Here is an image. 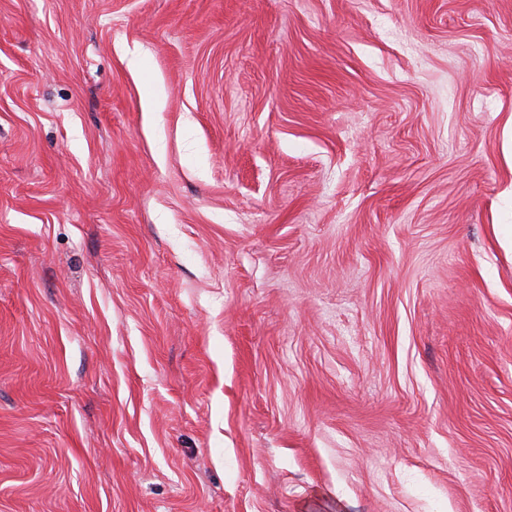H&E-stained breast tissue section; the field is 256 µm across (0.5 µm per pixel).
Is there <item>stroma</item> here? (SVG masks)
Returning <instances> with one entry per match:
<instances>
[{
	"label": "stroma",
	"mask_w": 512,
	"mask_h": 512,
	"mask_svg": "<svg viewBox=\"0 0 512 512\" xmlns=\"http://www.w3.org/2000/svg\"><path fill=\"white\" fill-rule=\"evenodd\" d=\"M512 0H0V512H512Z\"/></svg>",
	"instance_id": "stroma-1"
}]
</instances>
